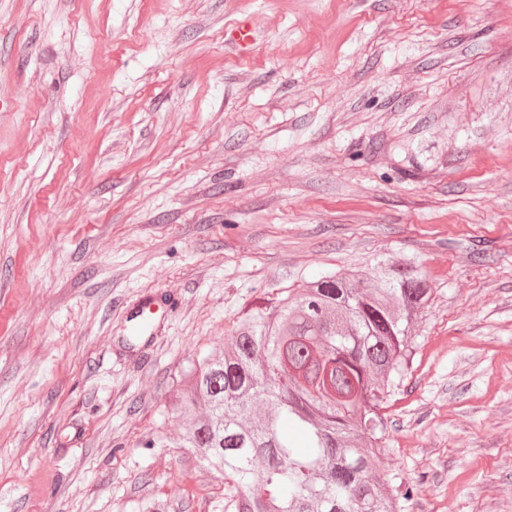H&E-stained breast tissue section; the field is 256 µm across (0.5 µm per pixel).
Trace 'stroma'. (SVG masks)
<instances>
[{"label": "stroma", "instance_id": "obj_1", "mask_svg": "<svg viewBox=\"0 0 512 512\" xmlns=\"http://www.w3.org/2000/svg\"><path fill=\"white\" fill-rule=\"evenodd\" d=\"M405 256L434 291L373 468L512 512V0H0V512H224L173 446L189 362ZM253 30L246 20H239L224 31V43L239 52L249 50L253 44Z\"/></svg>", "mask_w": 512, "mask_h": 512}]
</instances>
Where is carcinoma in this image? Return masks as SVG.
Here are the masks:
<instances>
[{"mask_svg": "<svg viewBox=\"0 0 512 512\" xmlns=\"http://www.w3.org/2000/svg\"><path fill=\"white\" fill-rule=\"evenodd\" d=\"M430 298L411 257L327 272L192 360L176 447L224 474V512H402L413 488L390 490L371 459Z\"/></svg>", "mask_w": 512, "mask_h": 512, "instance_id": "carcinoma-1", "label": "carcinoma"}]
</instances>
